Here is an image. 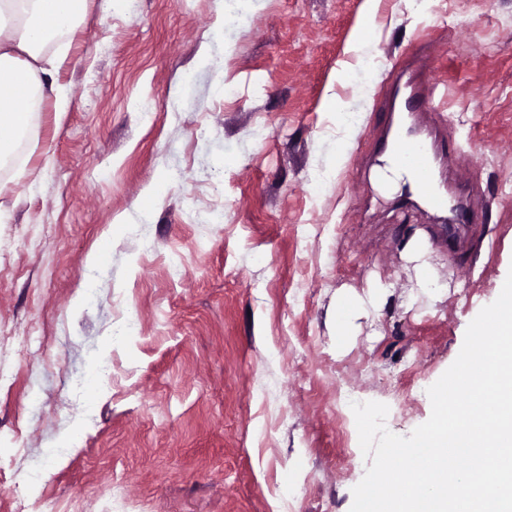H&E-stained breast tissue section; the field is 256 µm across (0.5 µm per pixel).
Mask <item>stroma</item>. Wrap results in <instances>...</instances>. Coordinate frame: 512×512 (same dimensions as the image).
I'll use <instances>...</instances> for the list:
<instances>
[{
	"instance_id": "obj_1",
	"label": "stroma",
	"mask_w": 512,
	"mask_h": 512,
	"mask_svg": "<svg viewBox=\"0 0 512 512\" xmlns=\"http://www.w3.org/2000/svg\"><path fill=\"white\" fill-rule=\"evenodd\" d=\"M363 2L265 0L228 40L216 0L108 16L88 0L56 74L70 105L45 101L33 157L0 188V512L19 494L29 512H350L370 465L351 402L386 404L405 437L428 420V387L512 270V0H380L369 28ZM361 30L381 79L324 185ZM226 40L223 64L201 63ZM422 48L448 103L417 125L468 158L439 180L481 189L461 251L374 180L394 72ZM416 244L432 289L411 304ZM378 282L392 293L338 340L337 302ZM70 435L40 478L16 473L17 447Z\"/></svg>"
}]
</instances>
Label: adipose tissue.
Masks as SVG:
<instances>
[{"instance_id": "obj_1", "label": "adipose tissue", "mask_w": 512, "mask_h": 512, "mask_svg": "<svg viewBox=\"0 0 512 512\" xmlns=\"http://www.w3.org/2000/svg\"><path fill=\"white\" fill-rule=\"evenodd\" d=\"M19 1L0 0V170L9 172L27 163L41 102L54 98L62 111L69 105L66 86L54 78L65 58L45 56L42 50L76 28L86 5V0H23L27 9L22 12ZM350 50L356 62L345 73L360 94L335 108L337 138L328 147L332 154L357 132L367 110L363 91L380 74L363 35L355 36Z\"/></svg>"}]
</instances>
